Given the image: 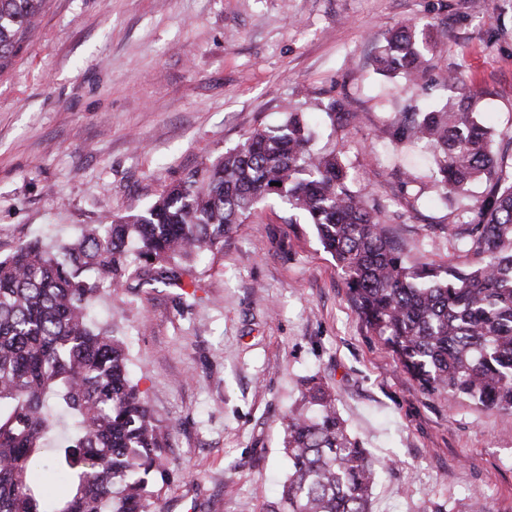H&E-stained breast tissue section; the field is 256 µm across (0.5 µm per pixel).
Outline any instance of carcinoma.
Returning a JSON list of instances; mask_svg holds the SVG:
<instances>
[{
    "label": "carcinoma",
    "instance_id": "cac0c4a2",
    "mask_svg": "<svg viewBox=\"0 0 512 512\" xmlns=\"http://www.w3.org/2000/svg\"><path fill=\"white\" fill-rule=\"evenodd\" d=\"M40 9L41 0H0V61ZM435 48L427 29L402 24L377 70L417 86ZM473 99L469 90L439 111L402 112L389 134L396 146L432 150L446 197L485 180L467 221L474 266L409 264L381 211L351 188L336 153L311 149L294 113L275 130H253L144 211L61 244L34 239L0 259V512H157L166 433L130 376L124 341L90 308L132 276L150 288H197L194 260L220 252L264 199L314 226L367 329L422 392L512 414V163L495 158ZM283 449L288 477L265 512H372L376 466L314 378L286 417Z\"/></svg>",
    "mask_w": 512,
    "mask_h": 512
}]
</instances>
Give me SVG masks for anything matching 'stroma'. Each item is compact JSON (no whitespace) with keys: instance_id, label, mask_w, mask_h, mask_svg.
Masks as SVG:
<instances>
[{"instance_id":"obj_1","label":"stroma","mask_w":512,"mask_h":512,"mask_svg":"<svg viewBox=\"0 0 512 512\" xmlns=\"http://www.w3.org/2000/svg\"><path fill=\"white\" fill-rule=\"evenodd\" d=\"M405 20L439 43L427 89L377 73ZM477 95L512 157V0H44L0 62V258L148 208L189 171L296 110L336 151L410 262L464 265L483 195L442 197L429 150L394 146L400 112ZM355 113L331 121L329 104ZM260 202L196 260L197 297L135 284L93 318L126 344L132 379L167 432L159 512H263L288 472L284 418L310 376L378 463L373 512H512V414L429 396L372 336L311 225Z\"/></svg>"}]
</instances>
